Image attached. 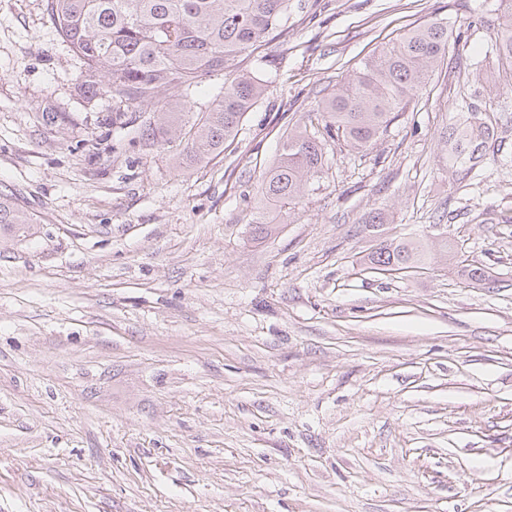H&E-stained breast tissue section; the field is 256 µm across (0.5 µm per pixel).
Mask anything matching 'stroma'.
I'll list each match as a JSON object with an SVG mask.
<instances>
[{"label": "stroma", "instance_id": "obj_1", "mask_svg": "<svg viewBox=\"0 0 512 512\" xmlns=\"http://www.w3.org/2000/svg\"><path fill=\"white\" fill-rule=\"evenodd\" d=\"M454 37L369 146L336 144L254 238L289 129L411 26ZM500 0H289L242 54L269 81L224 155L190 169L85 99L48 0H0V512H512V82ZM496 135L472 169L463 104ZM387 224L369 232V212ZM452 239L388 274L381 241ZM504 5V11L507 12L509 20L496 34L491 38V49L496 56L497 62H501L504 71L512 73V1L500 0ZM29 224H36L32 216L19 204L13 194L0 191V227L14 231V233H27Z\"/></svg>", "mask_w": 512, "mask_h": 512}]
</instances>
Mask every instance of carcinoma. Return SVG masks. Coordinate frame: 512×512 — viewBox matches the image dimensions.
I'll use <instances>...</instances> for the list:
<instances>
[{
	"instance_id": "obj_1",
	"label": "carcinoma",
	"mask_w": 512,
	"mask_h": 512,
	"mask_svg": "<svg viewBox=\"0 0 512 512\" xmlns=\"http://www.w3.org/2000/svg\"><path fill=\"white\" fill-rule=\"evenodd\" d=\"M509 20L491 38L502 68L512 72V0H501ZM288 0H49V16L61 41L80 64L78 89L87 98L112 99V126L133 127L145 150L166 148L179 167L210 161L235 140L243 116L264 92L263 61L249 72L238 57L255 51L272 34L281 35ZM448 50V25L430 22L405 31L360 62L354 76L324 96L303 125L288 132L261 176L253 234H275L270 211L296 205L311 177L325 164L329 142L362 149L387 129L393 114L421 90ZM224 73L211 106L194 113V87ZM181 99L165 100L172 91ZM478 107L449 133L461 149L455 162L473 168L494 138L491 118L474 122ZM35 223L18 199L0 191V227L25 233ZM452 258L474 284L485 270ZM431 259L420 240L382 241L368 255L371 268L404 272Z\"/></svg>"
}]
</instances>
